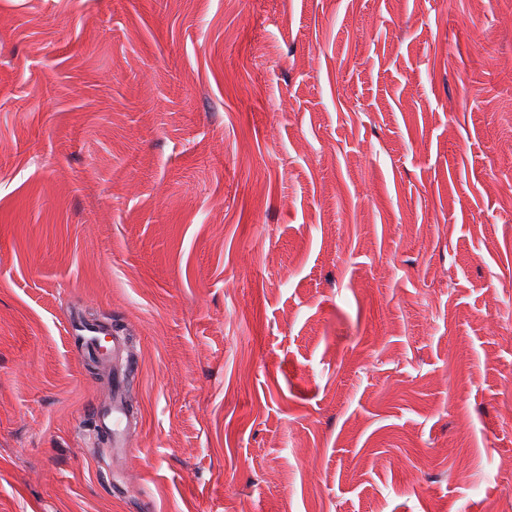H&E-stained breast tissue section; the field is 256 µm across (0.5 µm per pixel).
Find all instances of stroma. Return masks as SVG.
I'll return each instance as SVG.
<instances>
[{"instance_id": "1", "label": "stroma", "mask_w": 512, "mask_h": 512, "mask_svg": "<svg viewBox=\"0 0 512 512\" xmlns=\"http://www.w3.org/2000/svg\"><path fill=\"white\" fill-rule=\"evenodd\" d=\"M511 501L512 0H0V512ZM123 386L117 382L112 395V404L101 415V425L110 433L112 445L121 452H127L129 446L127 424L128 416L122 399Z\"/></svg>"}]
</instances>
